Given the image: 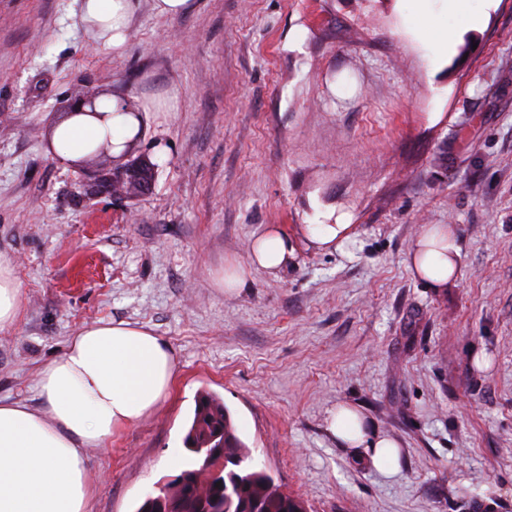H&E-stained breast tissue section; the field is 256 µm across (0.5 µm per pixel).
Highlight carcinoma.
<instances>
[{
  "label": "carcinoma",
  "mask_w": 512,
  "mask_h": 512,
  "mask_svg": "<svg viewBox=\"0 0 512 512\" xmlns=\"http://www.w3.org/2000/svg\"><path fill=\"white\" fill-rule=\"evenodd\" d=\"M133 164L138 178L130 184L132 197L142 194V187L152 183L154 177V164L146 158L137 156ZM218 431L224 434V455L236 462L230 483L213 471V463L199 451ZM184 447L187 461L182 476L196 485V492H188L178 478L160 486L158 495L145 500L136 512H157L167 507L172 512H202L205 504L213 499L224 505V512H307L303 501L278 493L273 477L251 465L249 451L221 399L209 393L198 396L184 436Z\"/></svg>",
  "instance_id": "1"
}]
</instances>
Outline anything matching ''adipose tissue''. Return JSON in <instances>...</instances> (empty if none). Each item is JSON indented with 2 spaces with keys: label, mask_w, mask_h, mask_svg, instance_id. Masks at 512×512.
<instances>
[{
  "label": "adipose tissue",
  "mask_w": 512,
  "mask_h": 512,
  "mask_svg": "<svg viewBox=\"0 0 512 512\" xmlns=\"http://www.w3.org/2000/svg\"><path fill=\"white\" fill-rule=\"evenodd\" d=\"M134 7L133 0L80 2L83 21L117 50L127 42ZM120 106L117 93L97 100L94 117L75 106L71 117L55 124L51 154L74 160L106 139L113 155L123 153L138 121L120 114ZM457 256L447 230L437 227L418 240L413 269L430 287L441 288L456 275ZM287 260L282 234L266 231L253 238L247 263L225 276L224 285L242 287L252 267L275 270ZM175 374L171 349L145 327L109 321L81 328L38 373L43 410L0 401V512H88V449L105 446L115 432L139 423L168 394ZM329 430L339 442L352 448L369 444L381 456L392 446L343 404L331 413Z\"/></svg>",
  "instance_id": "ef3b65f1"
}]
</instances>
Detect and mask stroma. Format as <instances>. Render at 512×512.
Listing matches in <instances>:
<instances>
[{"mask_svg":"<svg viewBox=\"0 0 512 512\" xmlns=\"http://www.w3.org/2000/svg\"><path fill=\"white\" fill-rule=\"evenodd\" d=\"M460 2L138 0L116 52L78 0H0V253L23 292L0 399L41 409L38 371L98 321L176 361L169 395L89 449V512H136L181 472L202 392L308 512H512V0ZM109 73L156 165L130 202L87 198L46 147ZM313 224L349 238L318 248ZM438 224L459 260L434 289L411 256ZM269 228L287 265L225 291ZM339 403L397 442L389 468L328 431Z\"/></svg>","mask_w":512,"mask_h":512,"instance_id":"obj_1","label":"stroma"}]
</instances>
